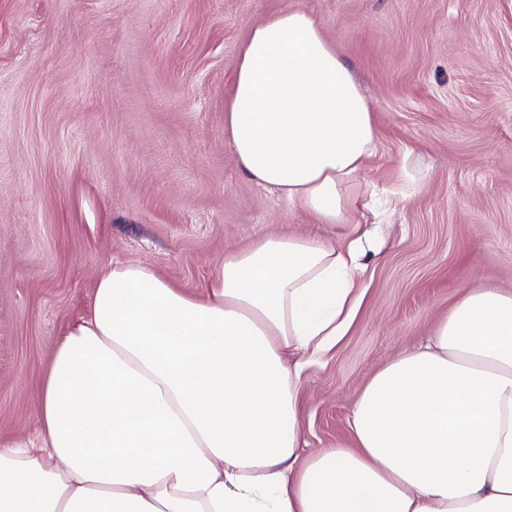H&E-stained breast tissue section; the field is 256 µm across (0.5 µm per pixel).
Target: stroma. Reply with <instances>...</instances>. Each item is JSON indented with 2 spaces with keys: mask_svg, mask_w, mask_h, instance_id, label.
Masks as SVG:
<instances>
[{
  "mask_svg": "<svg viewBox=\"0 0 512 512\" xmlns=\"http://www.w3.org/2000/svg\"><path fill=\"white\" fill-rule=\"evenodd\" d=\"M284 9L320 18L375 113L347 224L256 185L224 136L240 47ZM378 223L356 317L301 389L312 448L463 289L512 291V0H0V447L36 442L43 375L110 264L194 292L266 234Z\"/></svg>",
  "mask_w": 512,
  "mask_h": 512,
  "instance_id": "35a3bbf8",
  "label": "stroma"
}]
</instances>
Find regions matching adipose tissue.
<instances>
[{
  "label": "adipose tissue",
  "mask_w": 512,
  "mask_h": 512,
  "mask_svg": "<svg viewBox=\"0 0 512 512\" xmlns=\"http://www.w3.org/2000/svg\"><path fill=\"white\" fill-rule=\"evenodd\" d=\"M224 135L255 184L350 223L373 111L314 15L251 27ZM364 253L272 233L198 295L106 268L44 376L38 445L0 448V512H512V292L465 290L370 377L347 441L306 449L300 385L352 322Z\"/></svg>",
  "instance_id": "1"
}]
</instances>
